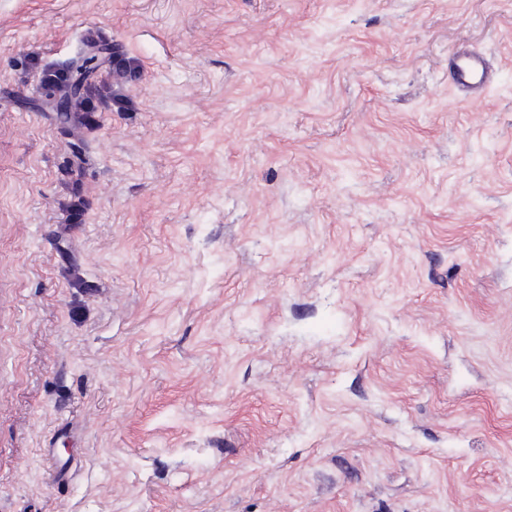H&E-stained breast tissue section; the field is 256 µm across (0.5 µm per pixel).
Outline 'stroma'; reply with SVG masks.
<instances>
[{"label":"stroma","instance_id":"35a3bbf8","mask_svg":"<svg viewBox=\"0 0 512 512\" xmlns=\"http://www.w3.org/2000/svg\"><path fill=\"white\" fill-rule=\"evenodd\" d=\"M0 512H512V0H0ZM112 46L119 48V45L113 43L112 37L105 32L101 30L88 31L81 38V47L75 57L61 65L46 67L42 70L41 76L38 77L32 89V96L28 99L29 104L39 103L40 106L47 107L48 102L44 99L46 91L50 89L58 94L59 97H50L51 104L49 106L55 112L62 113L56 115V120L67 121L75 137L71 148L77 150V153L72 151L74 159L65 168L69 175L77 176L76 181L90 165L88 144L80 135V130L89 131L97 125L94 112H87L85 109V100L99 98L102 95V88L105 86L102 73L107 70V67L120 68L125 65L124 57L119 52L114 51L104 57V53L112 50ZM64 68L75 70L83 88L82 96L77 95L79 90L70 89L68 85L57 81L59 70ZM75 72L64 71L61 74L64 83L77 85L78 79ZM60 99L69 100V112H65L67 103ZM456 86L464 91L481 88L488 77L485 59L476 52L458 55L454 62Z\"/></svg>","mask_w":512,"mask_h":512}]
</instances>
